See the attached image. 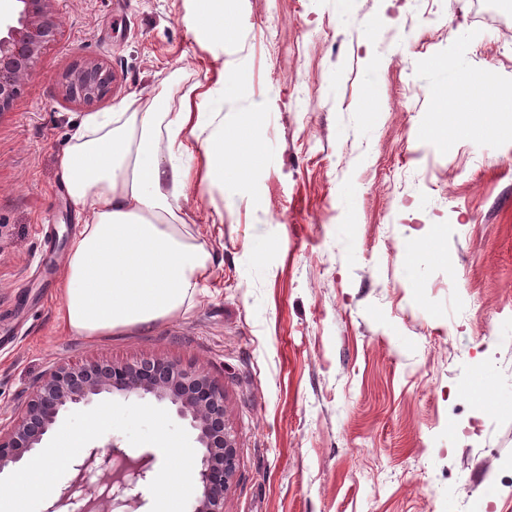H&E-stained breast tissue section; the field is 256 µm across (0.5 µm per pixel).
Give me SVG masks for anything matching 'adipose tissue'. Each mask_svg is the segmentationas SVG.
Segmentation results:
<instances>
[{
    "label": "adipose tissue",
    "mask_w": 512,
    "mask_h": 512,
    "mask_svg": "<svg viewBox=\"0 0 512 512\" xmlns=\"http://www.w3.org/2000/svg\"><path fill=\"white\" fill-rule=\"evenodd\" d=\"M225 0H190L182 21L224 40ZM237 78L194 86L179 111L133 93L110 111L87 113L57 160L61 182L83 216L60 284L65 328L103 336L181 315L210 275L211 255L181 233L183 202L243 176L221 112Z\"/></svg>",
    "instance_id": "obj_1"
}]
</instances>
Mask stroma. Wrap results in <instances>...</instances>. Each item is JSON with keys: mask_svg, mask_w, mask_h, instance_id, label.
Wrapping results in <instances>:
<instances>
[{"mask_svg": "<svg viewBox=\"0 0 512 512\" xmlns=\"http://www.w3.org/2000/svg\"><path fill=\"white\" fill-rule=\"evenodd\" d=\"M187 7L57 0L58 41L0 113V428L57 366L156 356L224 387V512H512V112L475 135L481 87L445 107L474 72L512 87V0H236L220 47ZM86 59L115 77L90 106L60 85ZM222 73L245 80L224 127L256 113V158L183 204L206 288L167 321L63 332L77 123L132 92L178 110Z\"/></svg>", "mask_w": 512, "mask_h": 512, "instance_id": "1", "label": "stroma"}]
</instances>
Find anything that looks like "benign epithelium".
<instances>
[{
    "instance_id": "obj_1",
    "label": "benign epithelium",
    "mask_w": 512,
    "mask_h": 512,
    "mask_svg": "<svg viewBox=\"0 0 512 512\" xmlns=\"http://www.w3.org/2000/svg\"><path fill=\"white\" fill-rule=\"evenodd\" d=\"M14 19L0 34V112L18 96L47 49L60 36L56 0H15ZM112 70L96 60L66 72L64 96L93 103L112 91ZM104 396L152 397L174 407L188 422L201 451L195 474L198 494L192 512H224V495L238 470L237 440L224 420V388L210 376L162 358L133 362L93 360L61 365L38 385L21 415L7 429L0 428V474L41 447L66 412L88 406ZM155 454L132 457L115 441L95 445L73 465L76 477L61 490L48 512H132L143 506L142 489L153 478Z\"/></svg>"
}]
</instances>
